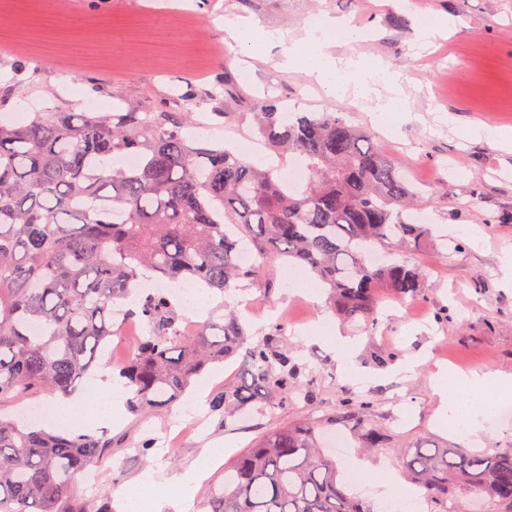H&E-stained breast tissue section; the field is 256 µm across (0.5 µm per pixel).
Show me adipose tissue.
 I'll list each match as a JSON object with an SVG mask.
<instances>
[{
	"instance_id": "1",
	"label": "adipose tissue",
	"mask_w": 512,
	"mask_h": 512,
	"mask_svg": "<svg viewBox=\"0 0 512 512\" xmlns=\"http://www.w3.org/2000/svg\"><path fill=\"white\" fill-rule=\"evenodd\" d=\"M341 26V21L327 17L323 20L324 35L319 36L313 30H306L304 37L289 50L284 59L285 64L303 65L331 91L354 75L390 82L391 76L386 66L378 61L363 64L350 59L345 65H338L328 52L333 43L329 33ZM433 388L441 399L439 422L465 419L469 433L478 438L483 432L481 419L486 413L485 403L493 401L495 395L511 391L512 377L477 370L467 374L442 370L437 373ZM113 419L112 404L103 396L89 405L80 401L60 402L54 409L53 421L61 427L82 431L108 426Z\"/></svg>"
}]
</instances>
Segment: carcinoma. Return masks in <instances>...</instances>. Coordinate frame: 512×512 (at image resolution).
Listing matches in <instances>:
<instances>
[{
    "label": "carcinoma",
    "mask_w": 512,
    "mask_h": 512,
    "mask_svg": "<svg viewBox=\"0 0 512 512\" xmlns=\"http://www.w3.org/2000/svg\"><path fill=\"white\" fill-rule=\"evenodd\" d=\"M278 161L264 166L193 134V112H35L0 120V406L43 392L70 395L98 365L117 316L143 328L119 377L136 415L162 410L208 366L243 354L246 376L215 394L224 426L246 412L285 409L317 398L312 380L284 346L277 324L250 343L237 313L193 330L162 288L144 279L190 283L221 294L239 283L273 284L285 259L328 288L331 308L364 330L381 304L424 295L419 268L368 254L428 243L411 213L420 190L336 112H285L273 101L252 113ZM307 171L288 182L283 158ZM136 159L133 165L128 158ZM258 244L254 264L238 253ZM373 402L350 394L326 419L370 450L388 447ZM112 444L48 430L0 412V512H112L74 507L77 476ZM394 453L430 512H512V449L442 448L420 440ZM203 512H371L339 479L313 424L292 422L262 435L224 466Z\"/></svg>",
    "instance_id": "obj_1"
}]
</instances>
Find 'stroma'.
<instances>
[{"instance_id": "35a3bbf8", "label": "stroma", "mask_w": 512, "mask_h": 512, "mask_svg": "<svg viewBox=\"0 0 512 512\" xmlns=\"http://www.w3.org/2000/svg\"><path fill=\"white\" fill-rule=\"evenodd\" d=\"M167 0H0V114L16 120L31 112H50L66 102L80 111H111L114 98L123 108L164 110L171 96L191 99L197 120L207 119L221 98L223 85L236 83L233 104L240 117L233 128L239 136L251 134L252 112L275 98L307 112H338L353 124L367 128L380 152L406 169L421 189L417 207L437 234L453 233L461 249L442 254L433 245L406 252L409 263L420 266L426 278L424 297L412 300L413 317H405L399 303L384 304L373 332L348 327L328 308L325 296L302 290L308 275L286 285L284 263H274L267 277L271 294L255 285H243L228 294H215L207 316H219L225 306L243 307L247 301L267 298L291 320L285 330L307 374L320 390L317 404H298L269 411L221 427L209 410L187 409L185 401L146 416L121 410L120 421L96 429V436L112 443V460L102 465L96 488L77 483L78 503L98 496L112 499V512H127V501L139 499L146 479L173 483L172 492L155 499L154 512H197L211 484L224 472L223 460L208 462L201 479L187 487L178 478L193 474L205 451L226 445L227 455L250 447L265 432L288 422L331 416L343 392L370 397L374 419L388 433L391 447H409L425 438L439 445L493 450L512 448V418L490 419L482 441H475L451 425L435 420L440 402L433 379L443 368L457 364L492 374H512V285L504 280L502 260L512 252V153L492 141L466 137L467 129H512V0H408L395 7L392 0H189L196 23L208 36L198 43L184 32L178 43H158L153 14ZM428 10L448 18L450 26L431 42L421 40L415 27L417 11ZM326 14L360 25L369 33L365 43L336 42L330 48L339 59L360 57L389 63L394 87L347 82L329 92L306 74L302 66L283 67V50L254 41L242 46L224 29L225 20L246 17L264 29L303 34L309 16ZM28 40L34 51L55 46L87 45L98 59L90 65L58 67L16 52L18 40ZM25 71H17L18 63ZM248 81H241V72ZM399 91L408 101L410 118L397 128H384L371 110L377 96ZM480 185L481 195L469 191ZM452 319L441 320V309ZM326 322L332 332L351 342L365 377L343 376L335 350L307 338L298 321L308 317ZM130 339L114 336L112 353L78 385L81 398L98 382L107 381L112 392L122 389L113 365L129 354ZM396 354L386 366H375L372 355ZM419 353L423 363L405 370L401 356ZM198 418L199 433L175 450L154 449L139 455L138 445L149 436L178 428ZM205 460V459H204ZM125 496H115L117 486Z\"/></svg>"}]
</instances>
